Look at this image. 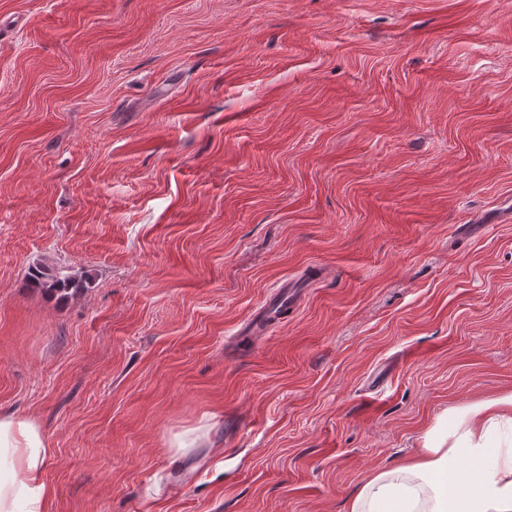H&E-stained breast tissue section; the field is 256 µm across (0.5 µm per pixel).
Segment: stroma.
<instances>
[{
	"label": "stroma",
	"mask_w": 512,
	"mask_h": 512,
	"mask_svg": "<svg viewBox=\"0 0 512 512\" xmlns=\"http://www.w3.org/2000/svg\"><path fill=\"white\" fill-rule=\"evenodd\" d=\"M508 393L512 0H0V412L53 512H346ZM30 279L45 292L67 295L70 292L77 293L79 291V285L76 281L61 276L53 268L46 266L34 267L30 272Z\"/></svg>",
	"instance_id": "35a3bbf8"
}]
</instances>
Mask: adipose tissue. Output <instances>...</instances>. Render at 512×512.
Returning a JSON list of instances; mask_svg holds the SVG:
<instances>
[{"label": "adipose tissue", "mask_w": 512, "mask_h": 512, "mask_svg": "<svg viewBox=\"0 0 512 512\" xmlns=\"http://www.w3.org/2000/svg\"><path fill=\"white\" fill-rule=\"evenodd\" d=\"M420 453L375 473L347 512H512V394L449 411ZM51 450L36 422L0 414V512H53L44 480Z\"/></svg>", "instance_id": "1"}]
</instances>
